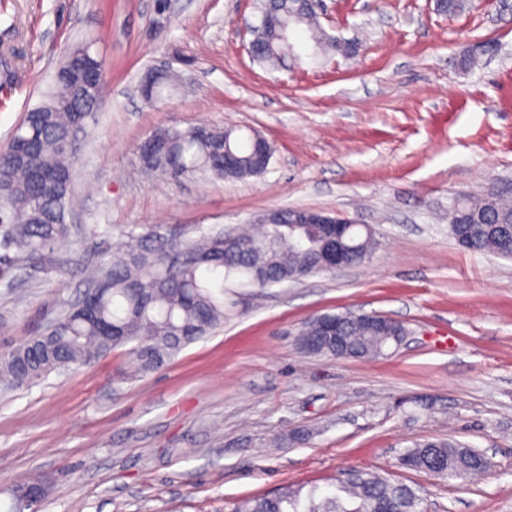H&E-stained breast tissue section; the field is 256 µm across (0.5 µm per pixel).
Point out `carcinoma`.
I'll use <instances>...</instances> for the list:
<instances>
[{
	"label": "carcinoma",
	"instance_id": "1",
	"mask_svg": "<svg viewBox=\"0 0 512 512\" xmlns=\"http://www.w3.org/2000/svg\"><path fill=\"white\" fill-rule=\"evenodd\" d=\"M263 11L267 23L257 32L259 62L298 58L309 49L314 56L355 50V45L326 34L305 0H268ZM71 97L70 89L55 81L26 113L14 139L32 141L29 163H18L11 148L0 153V277L12 270L10 252L47 262L69 237L66 215L76 153L68 148V139L79 118V113L64 108ZM251 138L234 128L226 135L224 129L207 124L159 129L141 144L140 163L174 179L194 173L244 178L254 175ZM226 139L239 149L236 168H224ZM460 214L482 220L450 225L452 235H463L458 240L461 246L512 259V236L488 233L492 224L512 227L511 195L487 192L459 204L452 217ZM228 231L227 244L217 232L196 238L177 237L159 226L128 232L125 247L92 273V280L108 282L96 312L84 316L70 309L58 325L1 353L0 378L11 386L31 384L59 368L85 365L127 345L138 372L155 371L224 323V288H271L331 267L325 224L236 225ZM343 241L353 265L366 262L376 245L374 235L363 232L360 224L348 225ZM330 317L345 329L348 358L376 357L398 343V331L372 330L353 312ZM400 462L445 480L476 481L487 472L481 451L451 438L418 441L405 450ZM393 499L402 500L404 512H422L413 488L374 471L355 470L333 494L311 490L304 495L302 488L286 486L273 496L243 499L232 512H383V505Z\"/></svg>",
	"mask_w": 512,
	"mask_h": 512
}]
</instances>
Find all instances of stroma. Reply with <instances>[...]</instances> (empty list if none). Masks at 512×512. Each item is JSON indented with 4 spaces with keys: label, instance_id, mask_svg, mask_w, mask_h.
<instances>
[{
    "label": "stroma",
    "instance_id": "obj_1",
    "mask_svg": "<svg viewBox=\"0 0 512 512\" xmlns=\"http://www.w3.org/2000/svg\"><path fill=\"white\" fill-rule=\"evenodd\" d=\"M257 0H0V150L62 55L89 40L106 62L52 263L16 258L0 281V353L82 297L85 274L133 227L190 237L278 208L338 212L373 228L364 264L272 288H232L207 338L141 375L127 348L19 389L0 387V512L43 479L41 512H232L287 485L330 490L352 468L423 498L425 512H512V260L449 231L454 204L512 183V11L439 14L435 0H324L320 23L356 41L271 67L246 52ZM489 45L479 66L461 54ZM182 83L152 106L138 86ZM252 129L273 147L256 177L145 172L155 130ZM401 321L373 359L305 355L312 317ZM485 451L477 481L401 466L413 441Z\"/></svg>",
    "mask_w": 512,
    "mask_h": 512
}]
</instances>
